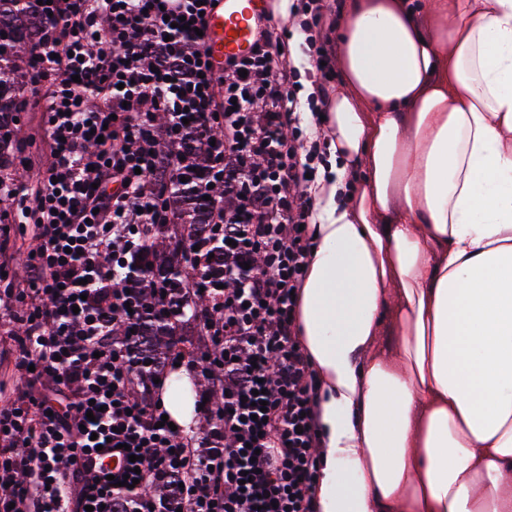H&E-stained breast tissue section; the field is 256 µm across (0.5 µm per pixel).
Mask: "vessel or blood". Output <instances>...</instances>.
Wrapping results in <instances>:
<instances>
[{"label":"vessel or blood","mask_w":512,"mask_h":512,"mask_svg":"<svg viewBox=\"0 0 512 512\" xmlns=\"http://www.w3.org/2000/svg\"><path fill=\"white\" fill-rule=\"evenodd\" d=\"M267 10V0H219L205 30V44L214 62H223L230 55L250 53L256 24Z\"/></svg>","instance_id":"vessel-or-blood-1"}]
</instances>
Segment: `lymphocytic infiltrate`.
<instances>
[{"label": "lymphocytic infiltrate", "mask_w": 512, "mask_h": 512, "mask_svg": "<svg viewBox=\"0 0 512 512\" xmlns=\"http://www.w3.org/2000/svg\"><path fill=\"white\" fill-rule=\"evenodd\" d=\"M214 2L28 0L42 37L24 104L44 109L48 153L22 179L27 144L0 127L17 160L0 169V210L38 241L17 284L0 226V307L26 382L0 407V512L316 510L319 380L292 294L311 258L309 189L327 155L318 104L338 48L322 0H295L315 72L300 74L285 32L265 24L249 56L213 65L198 31ZM189 136L210 156L192 187L212 197V242L170 237L189 271L173 296L146 270L149 239L177 222L153 174L159 143ZM201 294L206 305L186 310ZM188 317L196 345L171 340L167 359L200 380L193 434L161 425L162 372L139 347L146 324ZM106 444L138 450L124 469L135 487L92 471Z\"/></svg>", "instance_id": "f902f5d3"}]
</instances>
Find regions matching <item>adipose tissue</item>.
Returning <instances> with one entry per match:
<instances>
[{
    "mask_svg": "<svg viewBox=\"0 0 512 512\" xmlns=\"http://www.w3.org/2000/svg\"><path fill=\"white\" fill-rule=\"evenodd\" d=\"M300 336L318 512H512V0H338ZM162 404L196 420L185 367Z\"/></svg>",
    "mask_w": 512,
    "mask_h": 512,
    "instance_id": "adipose-tissue-1",
    "label": "adipose tissue"
}]
</instances>
